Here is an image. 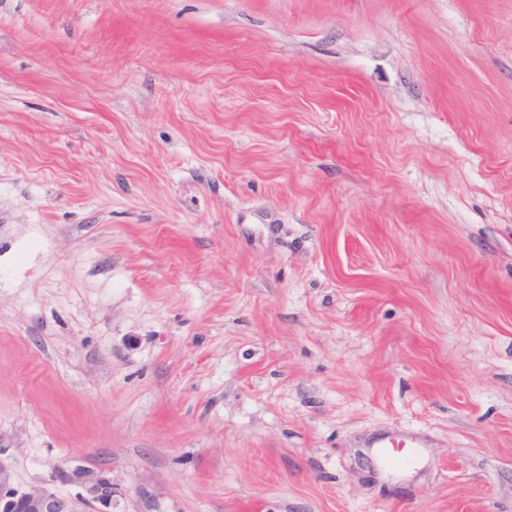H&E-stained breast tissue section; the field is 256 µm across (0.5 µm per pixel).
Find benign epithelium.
I'll use <instances>...</instances> for the list:
<instances>
[{"label":"benign epithelium","instance_id":"obj_1","mask_svg":"<svg viewBox=\"0 0 512 512\" xmlns=\"http://www.w3.org/2000/svg\"><path fill=\"white\" fill-rule=\"evenodd\" d=\"M90 497L75 503L47 488L20 491L11 486V476L0 467V512H103L112 506V482L95 477L89 487ZM101 508H96V505Z\"/></svg>","mask_w":512,"mask_h":512}]
</instances>
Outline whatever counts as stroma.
I'll return each instance as SVG.
<instances>
[{
  "instance_id": "35a3bbf8",
  "label": "stroma",
  "mask_w": 512,
  "mask_h": 512,
  "mask_svg": "<svg viewBox=\"0 0 512 512\" xmlns=\"http://www.w3.org/2000/svg\"><path fill=\"white\" fill-rule=\"evenodd\" d=\"M0 463L512 512V0H0Z\"/></svg>"
}]
</instances>
